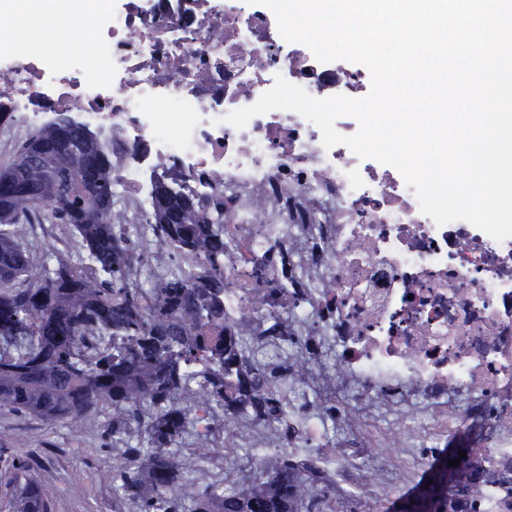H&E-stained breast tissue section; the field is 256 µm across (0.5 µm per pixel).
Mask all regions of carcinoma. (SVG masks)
Masks as SVG:
<instances>
[{
    "mask_svg": "<svg viewBox=\"0 0 512 512\" xmlns=\"http://www.w3.org/2000/svg\"><path fill=\"white\" fill-rule=\"evenodd\" d=\"M66 224L76 261L28 240L26 225ZM155 237L206 270L189 286L159 282L147 296L128 282L129 248L114 230L112 157L102 138L61 116L30 134L0 169V411L65 420L80 430L99 406L112 407V440L134 430L112 472L120 497L139 512H299L323 497L283 457L248 482L224 477L186 492L172 448L204 400L223 413L275 411L274 397L239 365L235 337L211 336L224 294V230L204 224L191 199L155 187ZM95 265L94 273L83 264ZM200 365L199 374L190 367ZM14 488L0 512H51V489L17 454L0 453Z\"/></svg>",
    "mask_w": 512,
    "mask_h": 512,
    "instance_id": "1",
    "label": "carcinoma"
}]
</instances>
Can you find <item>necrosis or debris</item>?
I'll list each match as a JSON object with an SVG mask.
<instances>
[{"label":"necrosis or debris","instance_id":"obj_1","mask_svg":"<svg viewBox=\"0 0 512 512\" xmlns=\"http://www.w3.org/2000/svg\"><path fill=\"white\" fill-rule=\"evenodd\" d=\"M0 32L11 37L0 146L48 112L79 111L110 134L112 211L139 228V288L205 270L156 244L157 182L224 227V327L249 338L241 357L278 408L210 415L192 441L220 429L226 469L239 468L237 448L288 457L323 487L320 512L350 496L383 512L386 490L420 491L441 450L467 437L470 483L419 500L421 512H512V238L436 225L396 168L324 148L295 112L224 121L279 75L317 98L366 97L365 66L319 62L257 0H114L89 48L47 47L6 13Z\"/></svg>","mask_w":512,"mask_h":512}]
</instances>
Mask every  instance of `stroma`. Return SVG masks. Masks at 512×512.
<instances>
[{
    "label": "stroma",
    "mask_w": 512,
    "mask_h": 512,
    "mask_svg": "<svg viewBox=\"0 0 512 512\" xmlns=\"http://www.w3.org/2000/svg\"><path fill=\"white\" fill-rule=\"evenodd\" d=\"M0 439L19 441L39 480L53 488L51 512H133L112 485L111 408L99 407L77 432L63 421L0 412Z\"/></svg>",
    "instance_id": "35a3bbf8"
}]
</instances>
